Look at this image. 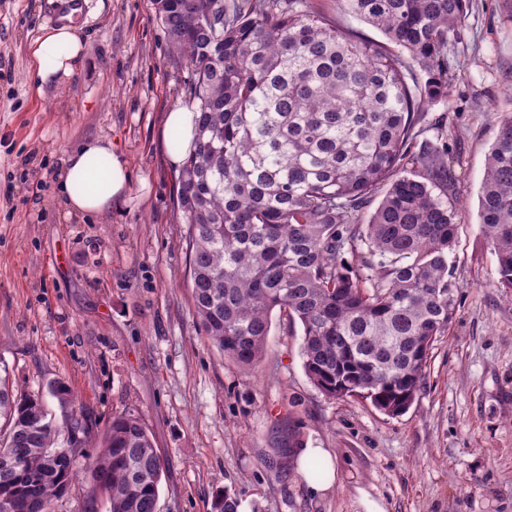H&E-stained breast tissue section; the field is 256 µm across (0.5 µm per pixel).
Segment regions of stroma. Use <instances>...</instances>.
<instances>
[{
    "instance_id": "35a3bbf8",
    "label": "stroma",
    "mask_w": 512,
    "mask_h": 512,
    "mask_svg": "<svg viewBox=\"0 0 512 512\" xmlns=\"http://www.w3.org/2000/svg\"><path fill=\"white\" fill-rule=\"evenodd\" d=\"M71 15L88 50L51 84L30 43ZM190 65L173 55L152 0H0V368L15 388L61 379L92 420L93 452L112 417L139 416L166 457L157 512H512V294L494 285L479 195L499 114L512 113V0H472L448 41V117L458 157L457 315L436 343L410 409L390 417L308 380L302 331L272 319L251 369L200 331L189 288L179 170L167 112ZM111 140L131 179L125 203L64 218L57 186L79 143ZM333 456L331 490L300 474L301 449Z\"/></svg>"
}]
</instances>
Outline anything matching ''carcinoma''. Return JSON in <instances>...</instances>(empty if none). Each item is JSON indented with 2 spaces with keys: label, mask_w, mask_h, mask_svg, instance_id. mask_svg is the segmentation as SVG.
Returning <instances> with one entry per match:
<instances>
[{
  "label": "carcinoma",
  "mask_w": 512,
  "mask_h": 512,
  "mask_svg": "<svg viewBox=\"0 0 512 512\" xmlns=\"http://www.w3.org/2000/svg\"><path fill=\"white\" fill-rule=\"evenodd\" d=\"M386 42L350 35L305 0H153L191 65L197 136L178 177L196 322L225 359L254 367L272 312L302 328L306 376L324 395L397 417L418 398L457 312L449 261L459 220L445 119L448 40L469 0H339ZM498 287L512 292V114L499 117L480 191ZM356 268L345 254L361 248ZM56 400L90 433L64 380L20 393L0 376V497L49 512L82 466L108 512H156L167 466L141 419L112 418L101 450L51 452ZM215 493L212 512H239Z\"/></svg>",
  "instance_id": "carcinoma-1"
}]
</instances>
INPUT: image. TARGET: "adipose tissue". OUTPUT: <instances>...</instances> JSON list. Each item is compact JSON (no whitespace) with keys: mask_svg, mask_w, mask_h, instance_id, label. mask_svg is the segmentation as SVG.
Wrapping results in <instances>:
<instances>
[{"mask_svg":"<svg viewBox=\"0 0 512 512\" xmlns=\"http://www.w3.org/2000/svg\"><path fill=\"white\" fill-rule=\"evenodd\" d=\"M85 52L75 26H56L31 43L30 68L39 83L54 82L71 76ZM129 183L128 166L111 141L89 139L67 152L59 199L66 215H95L125 201Z\"/></svg>","mask_w":512,"mask_h":512,"instance_id":"adipose-tissue-1","label":"adipose tissue"}]
</instances>
